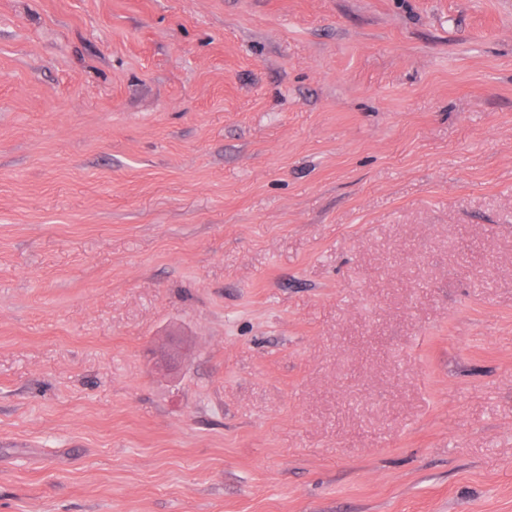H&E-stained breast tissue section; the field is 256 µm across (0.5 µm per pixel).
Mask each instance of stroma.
Returning a JSON list of instances; mask_svg holds the SVG:
<instances>
[{"label":"stroma","instance_id":"35a3bbf8","mask_svg":"<svg viewBox=\"0 0 512 512\" xmlns=\"http://www.w3.org/2000/svg\"><path fill=\"white\" fill-rule=\"evenodd\" d=\"M0 512H512V0H0Z\"/></svg>","mask_w":512,"mask_h":512}]
</instances>
